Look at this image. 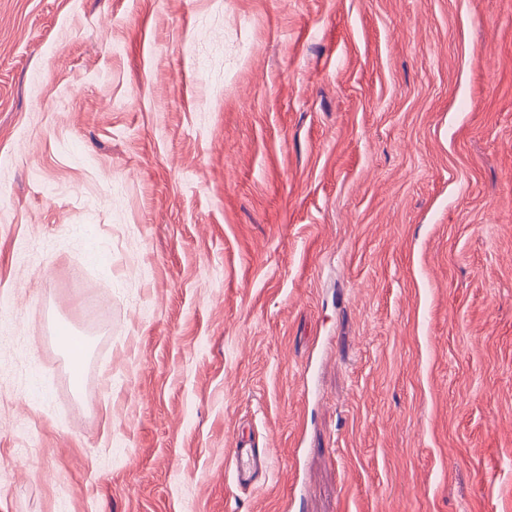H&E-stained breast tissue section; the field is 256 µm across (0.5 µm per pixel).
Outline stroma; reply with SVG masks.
I'll return each instance as SVG.
<instances>
[{
  "label": "stroma",
  "instance_id": "1",
  "mask_svg": "<svg viewBox=\"0 0 512 512\" xmlns=\"http://www.w3.org/2000/svg\"><path fill=\"white\" fill-rule=\"evenodd\" d=\"M1 210L0 512H512V0H0ZM271 462L272 457L268 450L260 452L258 448H251L240 440L232 450L230 460L232 479L239 484H249L259 473H268Z\"/></svg>",
  "mask_w": 512,
  "mask_h": 512
}]
</instances>
